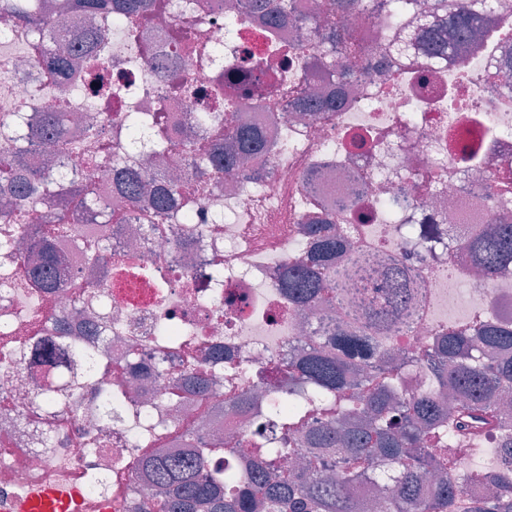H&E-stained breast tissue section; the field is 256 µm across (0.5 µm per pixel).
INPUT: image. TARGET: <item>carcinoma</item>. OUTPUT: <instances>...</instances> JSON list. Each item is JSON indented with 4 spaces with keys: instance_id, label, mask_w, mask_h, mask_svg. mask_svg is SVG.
<instances>
[{
    "instance_id": "carcinoma-1",
    "label": "carcinoma",
    "mask_w": 512,
    "mask_h": 512,
    "mask_svg": "<svg viewBox=\"0 0 512 512\" xmlns=\"http://www.w3.org/2000/svg\"><path fill=\"white\" fill-rule=\"evenodd\" d=\"M169 0H0V13L23 19L53 46L60 70L84 62L81 44L86 43L92 23L106 18L118 25L127 17L150 19L167 8ZM275 23L286 10L287 0H256ZM358 0H327L336 20L347 16ZM497 0H430L422 8L399 51L410 55L423 47L428 62L443 64L461 45L478 34L483 23L497 12ZM58 13H77L87 25L67 30L56 25ZM358 45L339 34L316 33L312 45L289 48L295 56L323 61L321 70L343 80L334 61L336 54L354 53ZM300 106L306 111L336 108V99H320L301 89ZM241 92L224 97V90L211 96L218 118L226 108L245 103ZM66 115L44 112L37 126L27 125L26 113H17L13 151L0 153V250L18 249L17 236L34 240L36 251L25 256L21 285L33 291L67 288L72 276L62 256L51 243L55 234H67L79 224H114L119 218L98 198L93 182L55 163L13 176L23 164L27 141L40 137L49 151L62 140ZM124 127L131 141L142 135V115L130 112ZM263 146V133L239 125L219 132L198 150V161L218 173L229 174ZM112 182L126 202L134 207L144 194L156 212L183 216L182 232L190 227L193 211L200 204L194 192L165 177L148 179L132 165L112 167ZM76 201L69 207L65 197ZM304 232L316 238L313 249L281 274V288L288 302L300 309L318 305L340 309L352 322L340 324L331 334L309 343L288 365L273 366L278 377L277 396L267 410L254 414L247 445L232 439L214 441L205 453L185 455L147 454L138 461L149 472L152 494L150 512H361V503L351 489L362 484L366 472L378 467L389 474L383 486L392 493L383 497L380 512H512V320L472 317L440 325L415 358L417 373L425 387L404 385L400 367L394 363L400 348L391 344V334L406 324L422 306L418 285L410 273L391 258L359 257L339 267L336 257L346 246L336 225L311 217ZM427 250L445 246L471 257L489 280L512 279V223L488 224L475 232L456 234L429 230L422 238ZM90 268L98 271L96 287H107L112 266L133 260H112L107 238L88 249ZM76 346L28 351L30 362L46 366L53 380L43 395L53 403L70 407L80 385L92 383L101 391L99 420L118 418L121 393L103 381L112 374L114 361L88 355L89 371L64 383L70 352ZM172 396L192 394L208 400L218 394L207 372L189 363L174 376ZM322 409V419L308 421L309 406ZM493 441L506 450L494 475L474 467L462 455L465 444ZM241 459L222 471L208 470L209 458ZM340 464L342 478L327 480V462ZM485 484L482 495L470 499L466 485Z\"/></svg>"
}]
</instances>
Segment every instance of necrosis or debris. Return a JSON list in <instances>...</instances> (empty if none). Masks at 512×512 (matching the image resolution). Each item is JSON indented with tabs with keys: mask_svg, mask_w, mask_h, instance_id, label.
<instances>
[{
	"mask_svg": "<svg viewBox=\"0 0 512 512\" xmlns=\"http://www.w3.org/2000/svg\"><path fill=\"white\" fill-rule=\"evenodd\" d=\"M392 3L362 0L345 18L343 35L362 51L339 55L347 71L344 83L304 80L298 61L290 60L289 82L305 81L319 96L336 94L335 111H298L297 96L259 84L252 102L225 114L229 126L244 121L269 134L288 127L287 151L251 157L229 177L204 172L181 152L185 137L209 138L194 130L199 106L183 95L181 81L205 92L224 76L266 70L268 56L256 32H272L280 43L311 42L303 13L325 17V0H292L274 30L255 0H171L150 21L131 18L100 28L104 59L125 82L119 92L98 98L94 110L70 105L68 133L86 141L88 153L69 156L68 164L122 215V223L112 227L113 253L134 251L161 282L113 277L112 300L103 303L85 271L87 245L95 237L88 229L56 239L83 287L80 298L67 291L0 287V392L9 399L0 410V437L9 446L0 452V512H16L45 487L77 492L97 504L98 512H146L149 478L136 467L144 446L173 452L207 448L219 435L247 442L248 416L228 412L218 398L174 400L170 377L191 359L224 380L246 370V386L267 393L273 363L294 357L309 343L312 328L334 327L331 309L317 308L301 320L279 286V272L310 246L298 234L307 216L332 218L347 232L351 255L365 245L395 251L397 239L388 233L394 224L414 238L425 224L460 229L498 223L503 210L493 205L490 193L497 183L512 181V93L498 78L512 69V0H502L479 39L465 44L447 66L430 71L424 82L420 61L396 52L401 36L384 24ZM185 32L215 46V53L168 61L164 49ZM12 56L17 67L0 75L4 124L18 108L31 115L49 109L68 85L83 79L76 71L60 84L36 29L0 18V58ZM127 112L143 113L148 129L165 141L166 158L157 173L180 177L200 195L193 234L181 235L178 225L167 221L153 231L127 219V203L113 193L109 175L115 161L137 164L143 157L128 149L120 123ZM92 155L98 158L93 166ZM405 261L419 268L430 298L424 316L397 339L405 360L415 359L433 335L449 295H457L465 309L482 305L512 318V280L473 275L467 256L438 250L422 261L409 250ZM451 264L465 271L455 282L443 275ZM79 307L111 324L113 356L135 349L142 372L133 378L112 372V386L129 390L120 421L105 424L90 415L99 401L91 389L80 390V408L46 409L53 444L43 448L38 429L17 420L34 409L47 375L20 354L54 338L55 321H73ZM188 427L194 430L189 439L183 435Z\"/></svg>",
	"mask_w": 512,
	"mask_h": 512,
	"instance_id": "1",
	"label": "necrosis or debris"
}]
</instances>
